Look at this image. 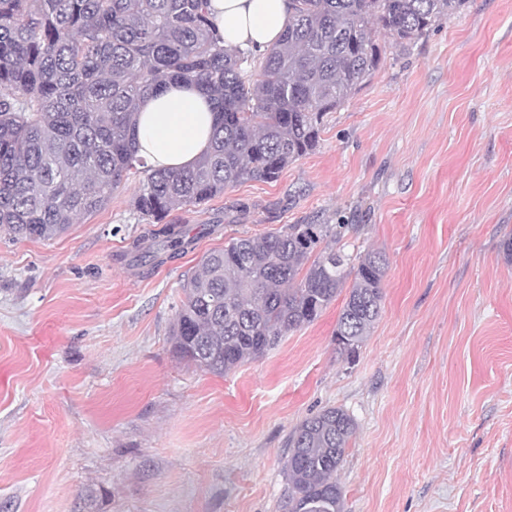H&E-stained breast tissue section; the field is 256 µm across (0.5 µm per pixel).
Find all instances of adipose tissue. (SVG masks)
<instances>
[{
	"instance_id": "1",
	"label": "adipose tissue",
	"mask_w": 512,
	"mask_h": 512,
	"mask_svg": "<svg viewBox=\"0 0 512 512\" xmlns=\"http://www.w3.org/2000/svg\"><path fill=\"white\" fill-rule=\"evenodd\" d=\"M208 11L228 48L262 53L288 24V0H208ZM212 104L196 87L170 81L140 107L137 155L146 166L180 170L210 148Z\"/></svg>"
}]
</instances>
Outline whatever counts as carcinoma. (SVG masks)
Returning <instances> with one entry per match:
<instances>
[{
    "label": "carcinoma",
    "instance_id": "cac0c4a2",
    "mask_svg": "<svg viewBox=\"0 0 512 512\" xmlns=\"http://www.w3.org/2000/svg\"><path fill=\"white\" fill-rule=\"evenodd\" d=\"M208 0H0V235L49 240L142 178L137 211H172L248 179L274 180L313 152L324 117L378 68L376 26L400 44L427 33L464 0H290L288 25L262 54L224 49ZM195 84L214 103L210 149L186 170L137 158L136 116L167 80ZM341 225L290 224L232 238L203 257L184 286L174 352L224 374L317 320L343 293L336 350L353 359L377 320L386 257L353 262L327 246ZM160 264L165 245L140 246ZM356 430L344 409L303 420L288 439L287 512H343L336 481Z\"/></svg>",
    "mask_w": 512,
    "mask_h": 512
}]
</instances>
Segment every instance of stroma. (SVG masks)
Returning <instances> with one entry per match:
<instances>
[{
    "label": "stroma",
    "mask_w": 512,
    "mask_h": 512,
    "mask_svg": "<svg viewBox=\"0 0 512 512\" xmlns=\"http://www.w3.org/2000/svg\"><path fill=\"white\" fill-rule=\"evenodd\" d=\"M372 38L380 65L317 148L171 212L163 263L132 260L160 230L135 179L58 237H0V512H285L288 437L328 407L357 426L344 512H512V0ZM289 224L386 256L355 358L338 300L227 375L178 358L201 257Z\"/></svg>",
    "instance_id": "stroma-1"
}]
</instances>
